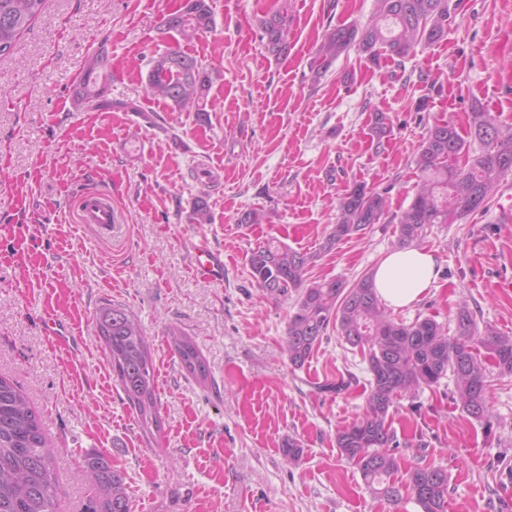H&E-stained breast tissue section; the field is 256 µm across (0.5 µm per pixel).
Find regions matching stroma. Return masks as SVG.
Here are the masks:
<instances>
[{
	"label": "stroma",
	"mask_w": 512,
	"mask_h": 512,
	"mask_svg": "<svg viewBox=\"0 0 512 512\" xmlns=\"http://www.w3.org/2000/svg\"><path fill=\"white\" fill-rule=\"evenodd\" d=\"M456 21L414 57L372 65L357 50L322 77L310 63L336 26L364 24L374 0H210L212 31L164 32L179 0H46L14 53L0 58V375L40 414L56 451V512H84L94 486L83 455L111 457L131 512H421L410 491L377 497L341 456L338 430L365 409L362 353L336 326L302 368L283 351L294 296L267 295L251 250L275 238L314 254L306 278L354 280L397 246L391 215L411 203L413 163L436 120L467 131L472 102L512 129V0H454ZM287 7L294 41L268 55L261 17ZM111 45L112 92L75 111L71 92L97 41ZM181 48L212 74L211 107L172 110L146 86L153 56ZM393 124L376 144L374 112ZM383 194L387 217L323 250L353 183ZM111 192L123 228L101 240L78 219L83 190ZM206 196L211 220L191 223ZM512 176L484 208L429 227L439 277L395 321L455 328L465 306L479 327L512 336ZM257 209L262 224L241 223ZM224 258V278L192 265L196 245ZM125 305L150 338L163 429L146 439L103 354L93 316ZM72 339L47 336L44 320ZM198 345L210 373L197 383L168 345L169 328ZM355 384L330 391L347 376ZM489 414L457 403L455 381L423 387L393 407V453L406 469L448 475V512H512V375L488 368ZM298 440L301 457L283 448Z\"/></svg>",
	"instance_id": "obj_1"
}]
</instances>
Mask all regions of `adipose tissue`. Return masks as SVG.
<instances>
[{"label":"adipose tissue","instance_id":"adipose-tissue-1","mask_svg":"<svg viewBox=\"0 0 512 512\" xmlns=\"http://www.w3.org/2000/svg\"><path fill=\"white\" fill-rule=\"evenodd\" d=\"M436 278L434 255L418 248L391 250L373 273L379 299L393 308L408 307L419 301Z\"/></svg>","mask_w":512,"mask_h":512}]
</instances>
